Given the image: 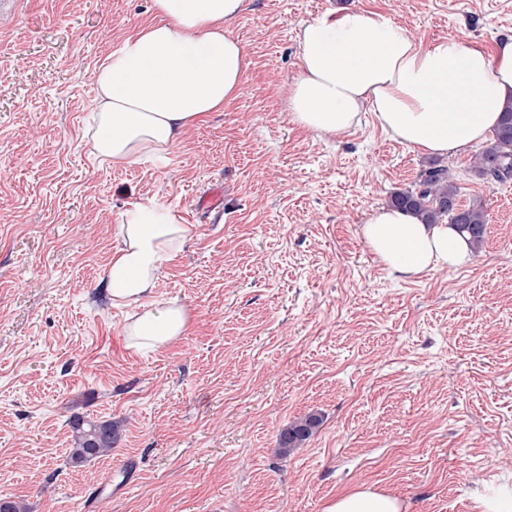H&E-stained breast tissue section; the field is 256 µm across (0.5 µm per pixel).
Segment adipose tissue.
<instances>
[{"mask_svg":"<svg viewBox=\"0 0 512 512\" xmlns=\"http://www.w3.org/2000/svg\"><path fill=\"white\" fill-rule=\"evenodd\" d=\"M245 0H153L155 23L125 38L96 73L89 146L112 165L166 156L182 131L223 109L242 91L249 62L229 27ZM301 68L288 87L292 123L340 135L372 113L391 139L431 155L462 154L485 139L512 101V34L493 51L455 37L417 41L388 16L326 13L299 28ZM121 246L104 271V293L131 309L130 348L155 352L185 332L174 301H153L162 268L189 239L188 225L156 205H137L119 227ZM360 233L388 271L414 278L470 266L474 251L457 226L426 224L382 206ZM401 501L361 487L324 512H401Z\"/></svg>","mask_w":512,"mask_h":512,"instance_id":"1","label":"adipose tissue"}]
</instances>
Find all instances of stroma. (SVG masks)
Instances as JSON below:
<instances>
[{
    "label": "stroma",
    "mask_w": 512,
    "mask_h": 512,
    "mask_svg": "<svg viewBox=\"0 0 512 512\" xmlns=\"http://www.w3.org/2000/svg\"><path fill=\"white\" fill-rule=\"evenodd\" d=\"M383 13L429 44L493 49L512 0H247L230 26L241 95L165 162L110 167L87 146L95 71L155 22L152 0H15L0 9V499L27 512H324L366 486L403 512H481L512 487V178L436 157L372 114L336 135L291 123L299 26ZM447 167L484 202L471 266L392 276L360 227ZM189 225L157 299L186 331L141 354L99 281L134 205ZM319 427L283 452L305 415ZM112 421V454L68 465L70 418ZM320 423L316 415H308L288 425L280 433V444L282 448L290 451L299 448L310 436Z\"/></svg>",
    "instance_id": "stroma-1"
}]
</instances>
